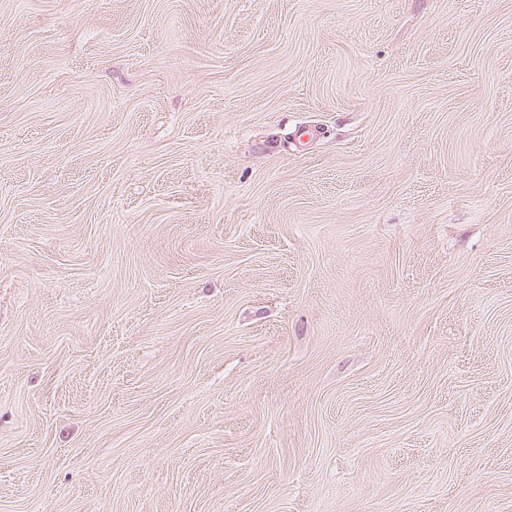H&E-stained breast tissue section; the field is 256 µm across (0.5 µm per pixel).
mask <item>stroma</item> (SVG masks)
I'll return each instance as SVG.
<instances>
[{
    "label": "stroma",
    "mask_w": 512,
    "mask_h": 512,
    "mask_svg": "<svg viewBox=\"0 0 512 512\" xmlns=\"http://www.w3.org/2000/svg\"><path fill=\"white\" fill-rule=\"evenodd\" d=\"M0 512H512V0H0Z\"/></svg>",
    "instance_id": "obj_1"
}]
</instances>
